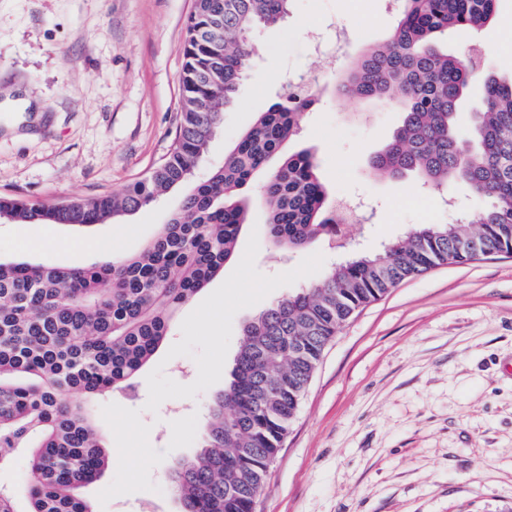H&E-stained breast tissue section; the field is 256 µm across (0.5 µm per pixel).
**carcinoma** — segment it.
Returning <instances> with one entry per match:
<instances>
[{"mask_svg":"<svg viewBox=\"0 0 512 512\" xmlns=\"http://www.w3.org/2000/svg\"><path fill=\"white\" fill-rule=\"evenodd\" d=\"M291 2L195 0L171 148L123 194L73 196L63 206L0 196V217L14 224L90 226L192 184L135 256L64 268L0 260V468L22 464L25 512H92L81 489L112 465V452L87 402L132 388L179 309L224 270L252 210L244 189L259 173H267L265 226L278 251L336 233L316 158L308 149L284 152L314 106L302 92L260 113L224 165L194 181L256 55L254 32L283 21ZM496 2L404 0L387 43L360 49L348 76L358 100L381 99L403 114L374 168L393 180L414 174L423 190L462 181L485 206L474 219L412 225L248 319L198 450L171 466L176 512H255L325 347L357 311L439 266L512 255V78H484L476 58L439 47L455 29L489 23ZM480 78L482 103L464 140L456 115Z\"/></svg>","mask_w":512,"mask_h":512,"instance_id":"cac0c4a2","label":"carcinoma"}]
</instances>
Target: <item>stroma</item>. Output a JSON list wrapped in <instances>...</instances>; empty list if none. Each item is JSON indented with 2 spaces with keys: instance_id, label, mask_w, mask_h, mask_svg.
Wrapping results in <instances>:
<instances>
[{
  "instance_id": "obj_1",
  "label": "stroma",
  "mask_w": 512,
  "mask_h": 512,
  "mask_svg": "<svg viewBox=\"0 0 512 512\" xmlns=\"http://www.w3.org/2000/svg\"><path fill=\"white\" fill-rule=\"evenodd\" d=\"M194 0H0V195L55 204L119 194L166 154L179 108L181 45ZM392 0H293L282 23L259 30V53L224 128L195 172L204 179L289 84L316 75L317 104L289 150L312 148L338 201L365 200L371 219L348 237L368 252L430 218L454 222L481 206L464 182L429 192L376 174L372 157L402 121L383 101L338 88L361 47L383 43ZM512 0L480 29L442 44L501 75ZM347 29L336 61L313 35ZM456 198L442 207L443 196ZM172 193L116 224L0 223V258L73 264L42 238L96 239L137 253L180 203ZM255 210L235 256L178 313L138 379L136 396L93 403L112 466L86 489L95 512H175L173 463L195 453L208 408L224 388L241 328L336 260L327 243L276 254ZM138 460L130 468L129 460ZM256 512H512V256L445 265L402 282L338 330L301 400Z\"/></svg>"
}]
</instances>
